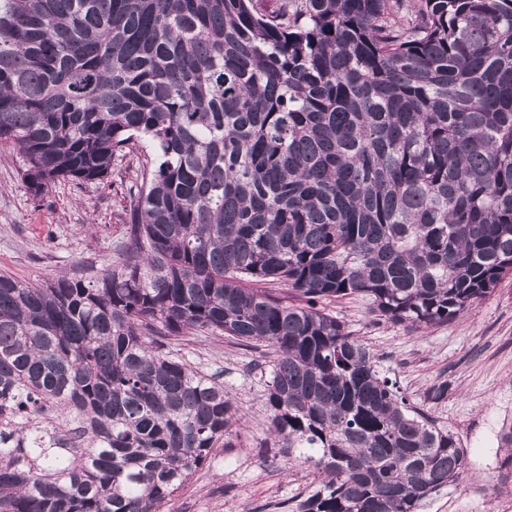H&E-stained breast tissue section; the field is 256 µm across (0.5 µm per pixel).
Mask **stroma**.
Here are the masks:
<instances>
[{
  "mask_svg": "<svg viewBox=\"0 0 512 512\" xmlns=\"http://www.w3.org/2000/svg\"><path fill=\"white\" fill-rule=\"evenodd\" d=\"M22 167L16 151L0 149V273L44 283L110 266L124 244L136 165L104 184H56L40 203L30 197ZM331 309L370 345L379 370L408 402L452 427L466 449L464 474L419 512H512V464H505L503 451V435L512 428V277L464 316L423 333L380 319L361 296ZM168 347L223 382L240 427L232 447L214 449L163 512H292L313 488L314 474L286 464L267 438L268 348L194 331L170 339ZM441 383L447 395L428 401Z\"/></svg>",
  "mask_w": 512,
  "mask_h": 512,
  "instance_id": "obj_1",
  "label": "stroma"
}]
</instances>
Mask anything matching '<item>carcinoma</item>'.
Returning a JSON list of instances; mask_svg holds the SVG:
<instances>
[{
	"label": "carcinoma",
	"mask_w": 512,
	"mask_h": 512,
	"mask_svg": "<svg viewBox=\"0 0 512 512\" xmlns=\"http://www.w3.org/2000/svg\"><path fill=\"white\" fill-rule=\"evenodd\" d=\"M0 144L36 200L141 177L112 266L0 274V512H161L231 447L224 383L156 342L191 330L273 350L297 512L465 471L323 303L417 332L512 273V0H0Z\"/></svg>",
	"instance_id": "1"
}]
</instances>
